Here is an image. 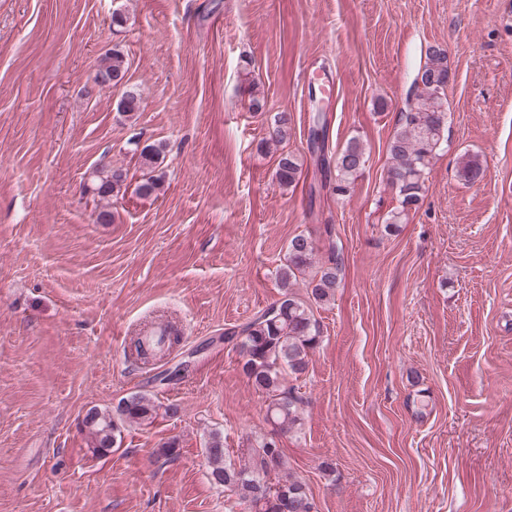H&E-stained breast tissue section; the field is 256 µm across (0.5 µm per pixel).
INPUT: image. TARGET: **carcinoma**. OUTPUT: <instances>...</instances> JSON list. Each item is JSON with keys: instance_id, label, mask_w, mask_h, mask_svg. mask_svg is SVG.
<instances>
[{"instance_id": "carcinoma-1", "label": "carcinoma", "mask_w": 512, "mask_h": 512, "mask_svg": "<svg viewBox=\"0 0 512 512\" xmlns=\"http://www.w3.org/2000/svg\"><path fill=\"white\" fill-rule=\"evenodd\" d=\"M97 76L125 78L121 54L114 51L106 55ZM450 77L446 50L427 47L425 65L416 77L419 91L388 144L390 165L386 181L400 201V210L392 213L386 222L388 228L402 223L426 190L428 171L443 139L446 112L442 96ZM141 105L140 92L134 87H124L117 111L132 116L141 110ZM291 122L290 114H276L269 141L283 142ZM326 128L325 115L315 113L309 128V150L316 166L335 167L329 188L336 195H344L351 191L364 168L366 151L358 139L352 138L336 153L335 160H328ZM161 155L160 145L147 144L139 150L140 165L147 173L136 186L137 195L149 198L162 190L161 177L153 175ZM302 168L303 162L296 155L283 153L274 178L283 188L293 187L302 176ZM482 174L479 160L472 157L463 161L458 171V176L467 183L475 182ZM127 179L128 172L121 166L101 167L95 170L89 190L99 200L107 201L127 188ZM317 252L316 239L311 234L293 236L288 242L285 263L277 271L282 297L245 325L224 333V342L234 345L239 353L243 373L265 398L267 420L284 432L302 429L305 401L296 381L306 372L309 356L321 342L319 328L292 288L301 280L310 288L314 301L325 303L334 296L341 272L335 249H330L323 261L317 259ZM157 411L155 400L145 393L122 399L113 415L95 407L89 409L83 419L89 447L95 453L109 451L121 435L123 424L148 425ZM204 453L210 479L246 503L250 512H312L313 503L306 485L288 472L283 449L274 439L263 438L251 444L240 465L226 459L224 440L217 433L210 436ZM154 455L165 464L175 461L179 456L176 440L163 443Z\"/></svg>"}]
</instances>
